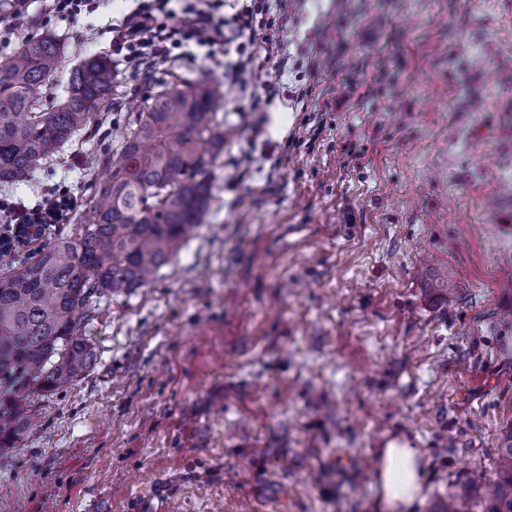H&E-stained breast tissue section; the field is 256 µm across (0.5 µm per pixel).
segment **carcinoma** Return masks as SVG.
Segmentation results:
<instances>
[{"instance_id": "carcinoma-1", "label": "carcinoma", "mask_w": 512, "mask_h": 512, "mask_svg": "<svg viewBox=\"0 0 512 512\" xmlns=\"http://www.w3.org/2000/svg\"><path fill=\"white\" fill-rule=\"evenodd\" d=\"M62 54L46 32L0 62V186L25 181L74 136L100 127L114 105L115 70L103 55L84 57L70 72L55 107L41 105L46 79ZM221 98L208 83L178 77L149 86L119 148L102 150L94 192L72 216L69 233L24 248L28 219L7 224L0 254V453L27 428L29 397L53 394L91 369L86 336L96 303L152 283L201 224L213 171L224 152ZM498 478L488 512H512V429L501 438Z\"/></svg>"}]
</instances>
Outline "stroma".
Masks as SVG:
<instances>
[{"mask_svg":"<svg viewBox=\"0 0 512 512\" xmlns=\"http://www.w3.org/2000/svg\"><path fill=\"white\" fill-rule=\"evenodd\" d=\"M138 5L0 7V60L54 33L42 102L59 101ZM270 12L275 57L250 83L274 84L273 105L224 95L208 214L153 284L100 299L93 367L32 395L0 454V512H374L396 437L426 463L416 512L451 494L488 512L479 490L512 426V0ZM115 67L111 146L146 92ZM152 72L224 85L197 59ZM97 142L77 135L0 201L43 204L59 184L84 202ZM49 9L51 12L68 15L76 18L82 14L83 11L96 10L100 0H49Z\"/></svg>","mask_w":512,"mask_h":512,"instance_id":"stroma-1","label":"stroma"}]
</instances>
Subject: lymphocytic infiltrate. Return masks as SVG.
<instances>
[{
    "mask_svg": "<svg viewBox=\"0 0 512 512\" xmlns=\"http://www.w3.org/2000/svg\"><path fill=\"white\" fill-rule=\"evenodd\" d=\"M177 15L170 0H150L137 7L112 29V48L133 69L189 55L191 47L221 48L236 42V56L224 63V78L236 85L260 67L262 52L272 51L275 21L269 0H245L238 9L220 18L211 9L212 0Z\"/></svg>",
    "mask_w": 512,
    "mask_h": 512,
    "instance_id": "obj_1",
    "label": "lymphocytic infiltrate"
}]
</instances>
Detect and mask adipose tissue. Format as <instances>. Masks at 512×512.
<instances>
[{
	"instance_id": "obj_1",
	"label": "adipose tissue",
	"mask_w": 512,
	"mask_h": 512,
	"mask_svg": "<svg viewBox=\"0 0 512 512\" xmlns=\"http://www.w3.org/2000/svg\"><path fill=\"white\" fill-rule=\"evenodd\" d=\"M424 482L419 449L388 441L377 453L375 512H411L424 499Z\"/></svg>"
}]
</instances>
